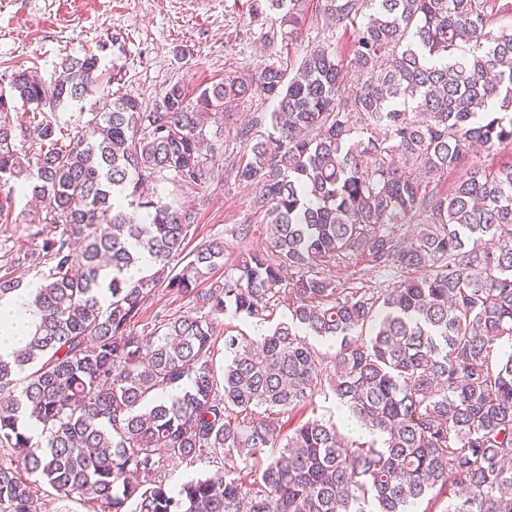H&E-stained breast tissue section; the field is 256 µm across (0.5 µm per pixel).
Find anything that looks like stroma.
Segmentation results:
<instances>
[{
    "label": "stroma",
    "mask_w": 512,
    "mask_h": 512,
    "mask_svg": "<svg viewBox=\"0 0 512 512\" xmlns=\"http://www.w3.org/2000/svg\"><path fill=\"white\" fill-rule=\"evenodd\" d=\"M93 51L100 59L108 88L132 93L151 111L157 95L168 84L188 87L223 80L250 69L258 58L292 67L300 59V45H287L279 27L254 15V0H0V79L13 69L35 68L51 77L61 59ZM274 100L250 98L239 102L229 116L216 123L220 160L208 190L195 192L159 185V193L173 194L177 202L193 206L197 241L223 239L225 263L239 249L263 250L265 234L253 232L240 239L237 228L257 227L253 188L235 180L227 167L245 146L237 132L256 112H272ZM33 203L29 194L14 197L7 222H0V276H16L14 258L40 252L43 238L55 236L53 225L35 227L30 222ZM43 238H35V230ZM347 287L383 288L387 278L372 269L364 256L352 255L332 267ZM342 425L343 435L356 439L358 427H345L331 390L317 392L304 411L281 416L282 431H291L311 417Z\"/></svg>",
    "instance_id": "35a3bbf8"
}]
</instances>
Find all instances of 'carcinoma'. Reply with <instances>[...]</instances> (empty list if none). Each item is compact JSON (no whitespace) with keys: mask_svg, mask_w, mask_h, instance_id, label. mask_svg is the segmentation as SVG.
Listing matches in <instances>:
<instances>
[{"mask_svg":"<svg viewBox=\"0 0 512 512\" xmlns=\"http://www.w3.org/2000/svg\"><path fill=\"white\" fill-rule=\"evenodd\" d=\"M262 2L288 44L301 39L303 0ZM500 13L512 0H328L348 53L318 34L290 74L260 61L193 95L172 83L153 112L131 93L84 109L103 84L93 52L65 56L50 82L14 70L0 93V216L28 191L42 204L30 223L59 233L36 256L34 331L0 358V512H40L43 483L100 512H369L370 500L409 512L449 485L441 512H512V161L470 157L512 151ZM256 96L277 111L240 128L231 170L255 188L268 249L226 269L214 238L186 261L196 213L145 186L208 189L211 120ZM414 217L418 234L396 238ZM350 252L404 278L342 288L325 270ZM160 290L188 309L136 330ZM283 300L288 316L255 338L223 328L226 315L264 324ZM310 337L339 343L332 370ZM324 380L375 437L317 418L282 437L279 415ZM217 452L221 476H157Z\"/></svg>","mask_w":512,"mask_h":512,"instance_id":"carcinoma-1","label":"carcinoma"}]
</instances>
